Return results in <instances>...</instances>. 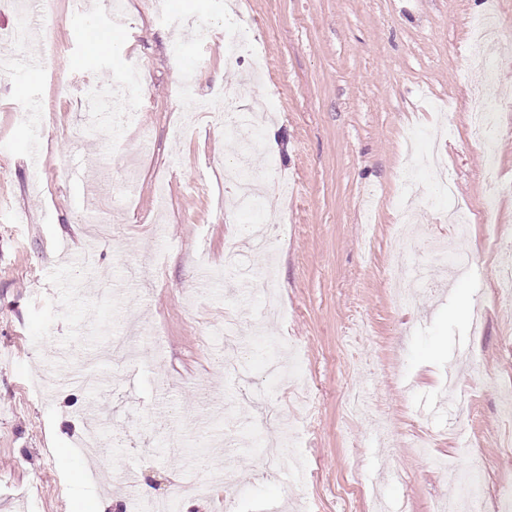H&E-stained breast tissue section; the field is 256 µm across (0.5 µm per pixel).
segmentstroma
<instances>
[{"mask_svg":"<svg viewBox=\"0 0 512 512\" xmlns=\"http://www.w3.org/2000/svg\"><path fill=\"white\" fill-rule=\"evenodd\" d=\"M492 3L512 20V0H126L112 31L102 0L82 14L44 0L36 24L60 45L48 57L7 40L16 8L0 0V55L18 63L0 75V512H94L123 496L128 468L159 495L209 483L181 512H225L228 476L232 512H431L453 496L454 471L436 466L449 459L481 465L488 500L512 493V417L496 393L512 384V308L496 302L512 196L486 215L470 134L482 73L461 53L468 19ZM243 18L256 51L229 66ZM107 30L111 46L93 51ZM257 70L270 118L249 166L265 195L244 208L221 172L235 151L189 101L231 102ZM132 74V121L77 104L86 83ZM47 108L52 127L17 118ZM437 166L453 195L436 192ZM407 173L419 194L404 192ZM408 204L413 237L453 242L472 265L452 282L424 257L418 300L400 308L388 265ZM460 206L463 238L446 220ZM257 225L280 228L267 250L249 245ZM227 321L248 349L237 376L206 340ZM119 335L137 360L109 357ZM92 406L105 416L97 458L78 446ZM261 436L296 441L297 464L269 463Z\"/></svg>","mask_w":512,"mask_h":512,"instance_id":"1","label":"stroma"}]
</instances>
